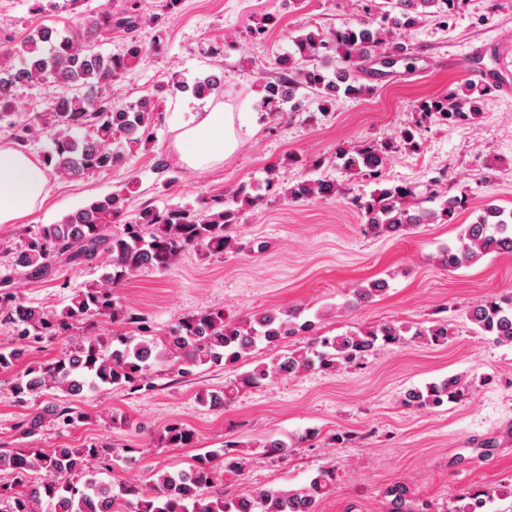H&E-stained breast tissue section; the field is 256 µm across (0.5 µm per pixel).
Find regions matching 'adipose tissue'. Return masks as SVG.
<instances>
[{
	"label": "adipose tissue",
	"instance_id": "1",
	"mask_svg": "<svg viewBox=\"0 0 512 512\" xmlns=\"http://www.w3.org/2000/svg\"><path fill=\"white\" fill-rule=\"evenodd\" d=\"M244 113L221 102L189 113L177 126L173 143L181 162L195 170L223 164L237 150L245 125ZM48 194L47 171L32 154L0 145V224L18 223L44 203Z\"/></svg>",
	"mask_w": 512,
	"mask_h": 512
}]
</instances>
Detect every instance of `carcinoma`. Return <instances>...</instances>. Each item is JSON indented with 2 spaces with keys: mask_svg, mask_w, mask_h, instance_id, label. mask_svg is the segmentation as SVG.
Listing matches in <instances>:
<instances>
[{
  "mask_svg": "<svg viewBox=\"0 0 512 512\" xmlns=\"http://www.w3.org/2000/svg\"><path fill=\"white\" fill-rule=\"evenodd\" d=\"M374 13L357 25L333 35L318 30L296 38L294 49L277 64V73L263 86V104L269 115L286 110L305 112L310 101L324 111L336 98L359 97L368 92L361 82L372 65L390 68L389 59L403 53L390 39L391 30L412 27L428 18L448 22L460 0H368ZM145 23L139 0H125L119 12L104 9L83 30L39 27L20 43L17 65L0 68V118L14 114L23 91L43 82H53L65 93L38 112L33 120L12 123L14 140L24 142L42 123L53 129V148L43 165L67 178L116 167L125 159V148L152 139L158 103L153 96L114 104L98 96L99 90L139 64L145 50L131 38L124 49L104 55L97 51L94 35L105 30L134 33ZM176 88L206 98L221 90L222 78L209 75ZM491 82H468L458 90L423 100L419 117L404 128L400 142L419 148L427 125L461 124L475 120L482 101L496 91ZM304 94H298V90ZM393 143L339 146L336 158L345 170L375 185L369 196H353L350 204L366 232L374 236H398L416 224H451L467 208L465 196L444 189L448 174L433 178L423 206L413 184L385 182L383 170L393 152ZM341 194L326 177H309L284 183L276 171L256 184L242 185L226 195H217L200 210L145 208L133 221H125L127 192L117 191L77 210L57 224H43L15 253L12 270L30 279L52 276L60 261L72 265L98 263L99 280L78 290L59 312L25 306L12 291V275L0 276V324L14 330V342L0 346V372L14 369L27 349L49 338L67 336L82 325L103 318L112 325L105 336L88 335L73 350L51 361L28 365L17 376L13 393L19 402L52 390L69 401L51 410L54 422L71 426L87 418L72 401L84 391L124 389L138 391L150 386L149 374L157 365L180 376L202 366H227L263 347L272 352L269 362L255 365L238 380L216 393L228 406L243 388L260 387L281 376L306 372H335L364 363L367 356L390 344L448 342V324L433 321L407 325L383 322L359 327L340 335L318 334L324 311L271 309L247 318L229 317L222 309L178 318L164 332L125 313L113 297L114 288L144 269L163 271L184 253L201 249L203 254L222 256L244 249L234 230L241 223L244 207L266 198L290 202L331 199ZM121 223L118 233L112 225ZM512 254V210L486 206L476 220L466 225L456 239L441 247L439 261L446 267H468L490 255ZM388 284L376 279L352 292L348 307H355L383 294ZM468 318L479 336L512 346V295L490 296L472 306ZM292 336L306 338L305 346L284 345ZM467 383L450 376L406 392L405 404L415 409H434L465 396ZM204 392L199 399L212 404L216 395ZM194 434L179 423L170 425L163 440L168 447L189 445ZM122 450L107 441L81 446L61 445L48 450L0 451V473L10 484L0 485L5 512H319L333 485V473L319 470L295 488L265 486L253 492L228 496L216 489L217 478L235 480L244 475L249 458L236 441L224 442L219 451H209L195 464L159 472L150 488L123 482L117 485L99 477ZM501 490L493 487L467 489L458 495L455 512H489Z\"/></svg>",
  "mask_w": 512,
  "mask_h": 512,
  "instance_id": "carcinoma-1",
  "label": "carcinoma"
}]
</instances>
